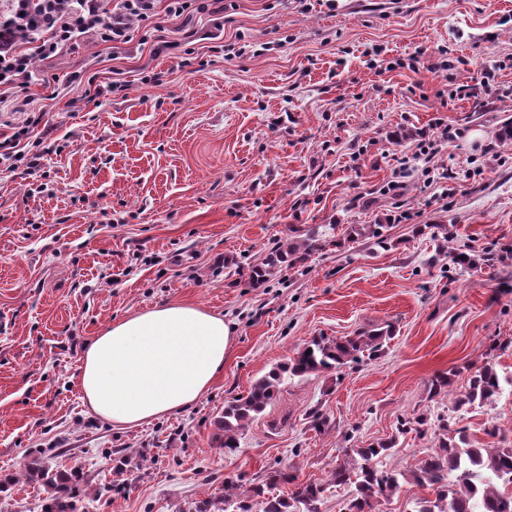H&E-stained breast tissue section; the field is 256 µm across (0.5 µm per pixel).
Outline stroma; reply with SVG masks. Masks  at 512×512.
Masks as SVG:
<instances>
[{"label": "stroma", "instance_id": "35a3bbf8", "mask_svg": "<svg viewBox=\"0 0 512 512\" xmlns=\"http://www.w3.org/2000/svg\"><path fill=\"white\" fill-rule=\"evenodd\" d=\"M162 37L118 49L88 37L35 61L31 94L44 117L30 133L69 136L48 154L32 196L0 158V512H43L46 493L24 473L79 467L76 512H179L265 483L272 465L327 481L348 447L396 438L379 468L408 472L432 434L401 435L400 420L452 415L472 444L512 443V393L453 412L428 383L471 369L512 375V263L459 274L444 247L496 251L512 243V0H224L225 58L211 41L159 49L185 28L159 14ZM197 62L183 66L186 51ZM446 52L433 76L396 67ZM494 67L499 98L457 95ZM158 80H141L143 69ZM102 93L84 98L76 76ZM125 91L110 92L114 76ZM457 149L424 156L442 126ZM433 184H426V177ZM402 179L398 192L388 182ZM384 224L392 245L353 235ZM318 250L254 286L251 268L296 231ZM184 302L234 329L224 369L191 407L117 427L79 385L95 336L136 312ZM393 326L373 361L281 385L239 446H224V403L314 336L336 339ZM330 419L318 432L306 420Z\"/></svg>", "mask_w": 512, "mask_h": 512}]
</instances>
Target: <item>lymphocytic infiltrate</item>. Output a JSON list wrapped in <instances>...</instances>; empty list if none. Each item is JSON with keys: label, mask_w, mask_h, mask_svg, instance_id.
Returning a JSON list of instances; mask_svg holds the SVG:
<instances>
[{"label": "lymphocytic infiltrate", "mask_w": 512, "mask_h": 512, "mask_svg": "<svg viewBox=\"0 0 512 512\" xmlns=\"http://www.w3.org/2000/svg\"><path fill=\"white\" fill-rule=\"evenodd\" d=\"M155 9L156 0H121L114 12L106 8L105 0H8L6 11L0 13V89L14 91L10 106L18 122L12 135L0 140V154L11 159L13 168L34 175L45 155L40 147L19 148L30 128L43 119L28 92L34 60L55 56L90 35L115 47L128 44L134 23H151ZM21 34L28 39L24 52L15 46Z\"/></svg>", "instance_id": "f902f5d3"}]
</instances>
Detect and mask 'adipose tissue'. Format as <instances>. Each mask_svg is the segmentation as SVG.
Returning <instances> with one entry per match:
<instances>
[{
    "label": "adipose tissue",
    "mask_w": 512,
    "mask_h": 512,
    "mask_svg": "<svg viewBox=\"0 0 512 512\" xmlns=\"http://www.w3.org/2000/svg\"><path fill=\"white\" fill-rule=\"evenodd\" d=\"M232 341L223 316L194 304L161 305L95 336L80 386L97 416L137 426L194 404L223 370Z\"/></svg>",
    "instance_id": "ef3b65f1"
}]
</instances>
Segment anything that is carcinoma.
I'll return each instance as SVG.
<instances>
[{"mask_svg":"<svg viewBox=\"0 0 512 512\" xmlns=\"http://www.w3.org/2000/svg\"><path fill=\"white\" fill-rule=\"evenodd\" d=\"M383 224H367L355 230L361 237L375 239V244L388 246ZM315 250V232H307L299 241L284 243L269 252L261 263L251 270V280L256 286L265 284L274 270L291 267L304 260ZM392 339V330L383 329L347 336L339 340L314 337L299 347L288 362L257 379L247 394L236 396L224 403V416L220 428L224 431V447H238L239 432L270 404L279 393L282 377H305L310 374L337 371L349 363L363 359L375 360ZM502 390V379L492 364H485L468 379L465 392L456 395L455 407L461 409L475 402H488ZM432 430L435 448L429 452L411 473L414 483L429 491V496L419 499L416 512H512V446L506 448H474L469 444L466 430L451 428L448 419L440 416L430 422L426 417L404 419L398 432L406 434L414 426ZM396 439L376 441L366 447L348 448L345 460L331 471V482L354 486L347 512H375L382 496L400 487L399 478L404 473L380 470L376 460L389 455ZM27 476L42 482L55 492L44 504V512H72L69 482L79 477L78 472L52 471L40 459L27 469ZM269 481L297 484L286 498L264 488L254 490L260 497L259 512H318L325 484L315 481L298 482V476L283 470L270 475ZM220 512H252L246 502L235 493L232 481L224 482V507Z\"/></svg>","mask_w":512,"mask_h":512,"instance_id":"1","label":"carcinoma"}]
</instances>
